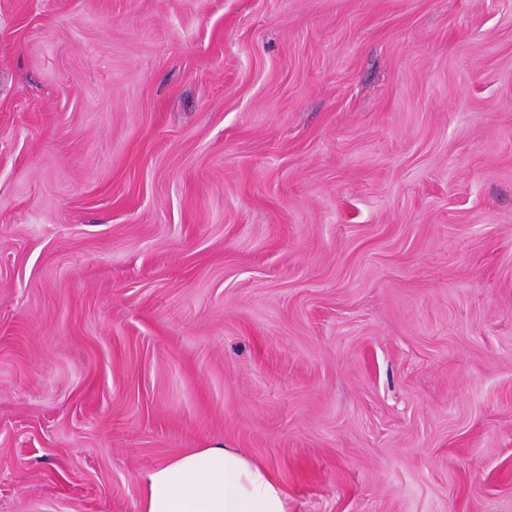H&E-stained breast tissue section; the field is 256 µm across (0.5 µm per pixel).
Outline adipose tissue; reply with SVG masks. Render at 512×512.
<instances>
[{
    "label": "adipose tissue",
    "mask_w": 512,
    "mask_h": 512,
    "mask_svg": "<svg viewBox=\"0 0 512 512\" xmlns=\"http://www.w3.org/2000/svg\"><path fill=\"white\" fill-rule=\"evenodd\" d=\"M139 512H288V495L236 449L192 448L144 473Z\"/></svg>",
    "instance_id": "1"
}]
</instances>
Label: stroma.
<instances>
[{"instance_id": "obj_1", "label": "stroma", "mask_w": 512, "mask_h": 512, "mask_svg": "<svg viewBox=\"0 0 512 512\" xmlns=\"http://www.w3.org/2000/svg\"><path fill=\"white\" fill-rule=\"evenodd\" d=\"M213 447L512 512V0H0V512Z\"/></svg>"}]
</instances>
